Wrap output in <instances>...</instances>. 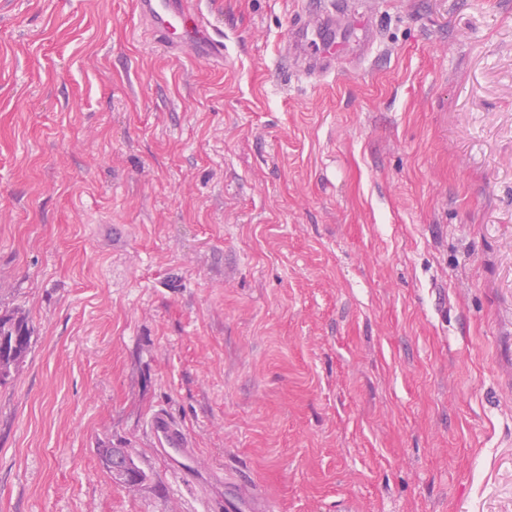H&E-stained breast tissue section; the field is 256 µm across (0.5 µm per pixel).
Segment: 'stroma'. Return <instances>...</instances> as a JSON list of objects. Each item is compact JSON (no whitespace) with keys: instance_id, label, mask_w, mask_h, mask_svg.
<instances>
[{"instance_id":"obj_1","label":"stroma","mask_w":512,"mask_h":512,"mask_svg":"<svg viewBox=\"0 0 512 512\" xmlns=\"http://www.w3.org/2000/svg\"><path fill=\"white\" fill-rule=\"evenodd\" d=\"M370 58L275 77L302 0H0V512H512V0H366ZM148 477L113 481L100 446ZM138 20L169 53L224 65V39L193 0H137ZM28 318L16 310L0 312V385L9 381L31 347ZM147 432L154 454L166 462L171 472L188 485H200L207 481L196 467L198 449L194 448L183 424L167 410L158 409L151 414Z\"/></svg>"}]
</instances>
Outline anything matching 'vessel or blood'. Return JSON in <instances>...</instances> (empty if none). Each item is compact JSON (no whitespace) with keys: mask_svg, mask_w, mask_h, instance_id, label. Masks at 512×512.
Returning <instances> with one entry per match:
<instances>
[{"mask_svg":"<svg viewBox=\"0 0 512 512\" xmlns=\"http://www.w3.org/2000/svg\"><path fill=\"white\" fill-rule=\"evenodd\" d=\"M138 20L169 53L186 59L224 62V40L194 0H137ZM378 41L372 13L345 12L341 0H312L288 30L282 64L316 82L336 71V60L368 57ZM147 432L153 452L190 485L205 481L196 467L198 450L183 424L167 410L154 411Z\"/></svg>","mask_w":512,"mask_h":512,"instance_id":"1","label":"vessel or blood"}]
</instances>
